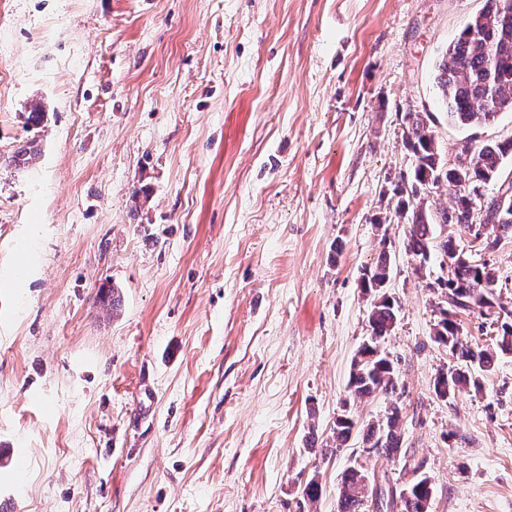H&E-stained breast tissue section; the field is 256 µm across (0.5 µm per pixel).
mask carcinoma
Here are the masks:
<instances>
[{
	"instance_id": "cac0c4a2",
	"label": "carcinoma",
	"mask_w": 512,
	"mask_h": 512,
	"mask_svg": "<svg viewBox=\"0 0 512 512\" xmlns=\"http://www.w3.org/2000/svg\"><path fill=\"white\" fill-rule=\"evenodd\" d=\"M435 80L448 120L458 125L488 123L499 113L512 111V0H485L483 9L449 43L437 64ZM430 117L428 112L411 109L403 114V143L414 162L411 197L415 204L403 201L398 216L410 224L404 248L413 259L427 263L438 252L448 263V278L438 283L444 291L446 306L440 309L434 340L448 348L460 364L440 373L433 390L436 396L450 400L467 389H479V373L492 371L498 356L512 354V306L496 296L497 276L492 265L477 260L452 238L437 239L433 225L467 224L474 238H482L485 250L495 249L501 238L512 234V201L500 210L494 195L484 202L483 223H470L471 193L499 177L501 159L512 154V140L478 147L468 184L461 185L456 170L439 161ZM442 185L454 192L451 214L446 210L432 212L422 198L425 190ZM390 270V254L383 250L374 266L362 276L364 292L373 296L369 312L371 336L351 363L348 389L354 399L376 392L388 396L397 392V363L387 359L378 348L397 321L394 302L383 290V283L390 280ZM460 313H476L491 319L495 324V347L472 346L463 336L457 319ZM401 422L402 408L393 400L386 420L363 425V448L388 458L401 454ZM355 425L349 416L335 423L336 447L350 440ZM411 486L407 495L402 490L396 492L378 483L362 466L352 465L341 477L338 512H394L397 506L400 512H429L430 479L419 475Z\"/></svg>"
}]
</instances>
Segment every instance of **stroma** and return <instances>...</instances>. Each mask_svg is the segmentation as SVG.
Listing matches in <instances>:
<instances>
[{"label": "stroma", "mask_w": 512, "mask_h": 512, "mask_svg": "<svg viewBox=\"0 0 512 512\" xmlns=\"http://www.w3.org/2000/svg\"><path fill=\"white\" fill-rule=\"evenodd\" d=\"M484 0H0V501L16 512H336L364 459L431 512H512V355L437 398L448 275L404 250L402 115L440 158L512 139L449 123L435 64ZM42 104L44 126L24 114ZM36 142L24 166L9 158ZM149 185V197L133 191ZM391 255L402 455L329 450ZM121 305L96 303L100 288ZM325 445L315 456L310 441Z\"/></svg>", "instance_id": "1"}]
</instances>
